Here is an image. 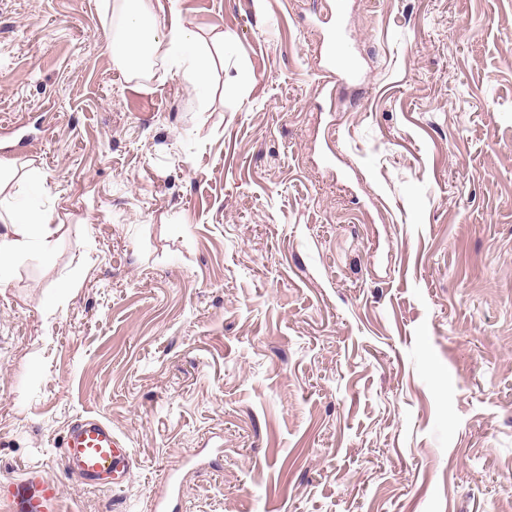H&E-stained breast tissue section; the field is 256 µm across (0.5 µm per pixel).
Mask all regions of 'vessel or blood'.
<instances>
[{
  "mask_svg": "<svg viewBox=\"0 0 512 512\" xmlns=\"http://www.w3.org/2000/svg\"><path fill=\"white\" fill-rule=\"evenodd\" d=\"M327 82L324 94H332L336 83L354 82L359 65L342 25L330 27L325 56ZM62 466L66 474L83 479L94 486L109 482L122 487L132 474L135 458L122 436L113 432L107 422L85 417L67 431L62 443ZM63 500L58 481L42 472L30 470L8 485L0 496V512H62Z\"/></svg>",
  "mask_w": 512,
  "mask_h": 512,
  "instance_id": "obj_1",
  "label": "vessel or blood"
}]
</instances>
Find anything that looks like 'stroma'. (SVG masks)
Here are the masks:
<instances>
[{
    "mask_svg": "<svg viewBox=\"0 0 512 512\" xmlns=\"http://www.w3.org/2000/svg\"><path fill=\"white\" fill-rule=\"evenodd\" d=\"M175 0L214 58L127 79L110 0H0V488L65 512H512V0ZM136 457L66 476L73 422ZM345 4L336 1V25L330 27L326 46V73L329 80L321 86L320 94L332 98L335 83L356 82L359 77V65L352 51L351 43L343 29ZM0 222L5 231L0 233V287L10 282L9 259L38 238L46 241L57 231L54 216L50 212H39L32 216L20 217L15 214L2 216ZM135 464L125 438L99 418L76 421L63 439V471L78 476L88 485L106 480L113 488H121L131 478ZM0 507L5 512H62L61 486L40 471H27L9 483Z\"/></svg>",
    "mask_w": 512,
    "mask_h": 512,
    "instance_id": "stroma-1",
    "label": "stroma"
}]
</instances>
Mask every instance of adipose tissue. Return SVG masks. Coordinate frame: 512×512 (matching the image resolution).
I'll use <instances>...</instances> for the list:
<instances>
[{
    "instance_id": "1",
    "label": "adipose tissue",
    "mask_w": 512,
    "mask_h": 512,
    "mask_svg": "<svg viewBox=\"0 0 512 512\" xmlns=\"http://www.w3.org/2000/svg\"><path fill=\"white\" fill-rule=\"evenodd\" d=\"M121 25L109 35L111 52L128 78L137 79L153 67L156 59L167 61L181 72L196 93H203L211 71V59L201 49L199 38L181 13L157 12L154 0H119ZM57 226L49 212L31 216L15 214L0 218V287L10 281L9 260L32 240H49Z\"/></svg>"
}]
</instances>
